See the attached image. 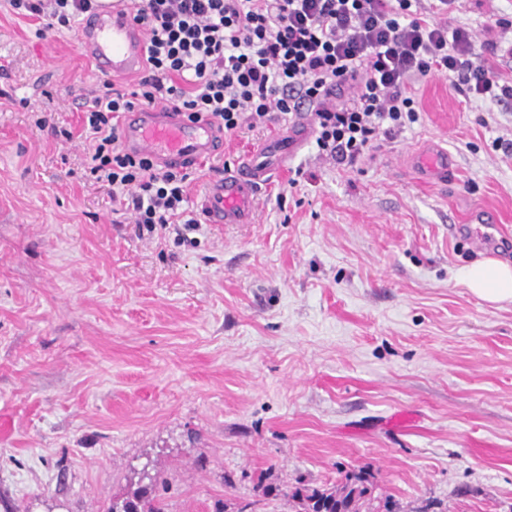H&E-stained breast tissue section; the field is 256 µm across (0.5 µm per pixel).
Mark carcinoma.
Instances as JSON below:
<instances>
[{
  "mask_svg": "<svg viewBox=\"0 0 512 512\" xmlns=\"http://www.w3.org/2000/svg\"><path fill=\"white\" fill-rule=\"evenodd\" d=\"M162 482L155 476L147 486L112 499L107 512H167L168 504L156 495L154 486ZM298 512H392L389 500L371 494L370 483L361 473L350 472L333 489L298 487L291 495Z\"/></svg>",
  "mask_w": 512,
  "mask_h": 512,
  "instance_id": "cac0c4a2",
  "label": "carcinoma"
}]
</instances>
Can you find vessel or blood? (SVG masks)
<instances>
[{
	"instance_id": "b4317fda",
	"label": "vessel or blood",
	"mask_w": 512,
	"mask_h": 512,
	"mask_svg": "<svg viewBox=\"0 0 512 512\" xmlns=\"http://www.w3.org/2000/svg\"><path fill=\"white\" fill-rule=\"evenodd\" d=\"M78 43L100 73L112 77L135 75L144 66V32L122 6L86 17L80 26ZM311 130L309 117H298L264 141L249 158L226 169L205 194L203 208L207 222L253 223L259 190L287 167ZM122 144L128 151L148 156L158 165L189 167L221 153L224 132L206 118L191 121L161 106L136 107L124 116ZM420 164L424 181H447L450 172L447 157L427 156Z\"/></svg>"
}]
</instances>
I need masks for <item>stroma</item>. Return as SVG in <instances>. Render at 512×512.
Listing matches in <instances>:
<instances>
[{
  "label": "stroma",
  "mask_w": 512,
  "mask_h": 512,
  "mask_svg": "<svg viewBox=\"0 0 512 512\" xmlns=\"http://www.w3.org/2000/svg\"><path fill=\"white\" fill-rule=\"evenodd\" d=\"M42 25L0 0V512H106L156 475L170 512H292L353 471L394 512H512V303L463 282L512 261V103L432 77L357 168L310 140L254 223L142 236L86 168L104 77ZM270 134H226L190 209ZM431 151L447 184L411 166ZM477 210L505 245L452 232Z\"/></svg>",
  "instance_id": "35a3bbf8"
}]
</instances>
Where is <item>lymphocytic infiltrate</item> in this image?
I'll list each match as a JSON object with an SVG mask.
<instances>
[{
    "instance_id": "obj_1",
    "label": "lymphocytic infiltrate",
    "mask_w": 512,
    "mask_h": 512,
    "mask_svg": "<svg viewBox=\"0 0 512 512\" xmlns=\"http://www.w3.org/2000/svg\"><path fill=\"white\" fill-rule=\"evenodd\" d=\"M455 0H135L147 64L134 90L103 81L85 112L88 170L127 200L139 230H198L185 208L189 172L126 152L116 120L132 107L170 104L234 133L310 113L321 158L355 167L378 138L418 119L416 83L448 77L468 101H512L501 65L512 43L495 38L512 21L476 30L452 18ZM22 15L69 28L100 0H9Z\"/></svg>"
}]
</instances>
